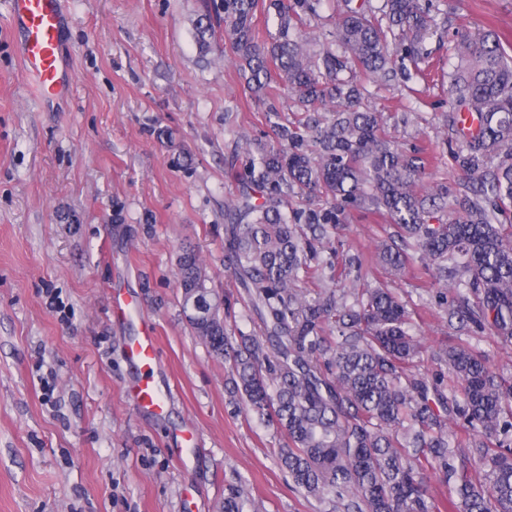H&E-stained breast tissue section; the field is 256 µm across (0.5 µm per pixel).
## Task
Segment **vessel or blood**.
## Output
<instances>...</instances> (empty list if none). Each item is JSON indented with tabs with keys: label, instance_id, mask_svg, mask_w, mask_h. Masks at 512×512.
Wrapping results in <instances>:
<instances>
[{
	"label": "vessel or blood",
	"instance_id": "1",
	"mask_svg": "<svg viewBox=\"0 0 512 512\" xmlns=\"http://www.w3.org/2000/svg\"><path fill=\"white\" fill-rule=\"evenodd\" d=\"M8 25L17 51L37 96L66 98L73 79L72 53L66 42L70 15L65 0H10ZM127 359L138 372L131 395L143 409L163 413L168 393L153 380L157 343L152 328L134 337Z\"/></svg>",
	"mask_w": 512,
	"mask_h": 512
}]
</instances>
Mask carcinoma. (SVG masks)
Masks as SVG:
<instances>
[{"label": "carcinoma", "instance_id": "carcinoma-1", "mask_svg": "<svg viewBox=\"0 0 512 512\" xmlns=\"http://www.w3.org/2000/svg\"><path fill=\"white\" fill-rule=\"evenodd\" d=\"M352 2L344 0L335 30L318 40L302 27L321 0H268L276 32L263 42L259 0H215L199 24L203 50L224 30L245 87L267 101L277 145L246 157L224 225L231 272L261 335L226 332L192 246L178 257L179 287L203 301L207 316L188 325L231 364L246 412L284 432L282 469L328 512H512V381L462 339L432 353L436 372L412 371L423 346L394 289H337L360 281L358 259L328 277L312 266L316 241L346 208H373L396 227L375 247L389 278L402 276L409 249L418 250L434 282L452 293L457 331L487 327L512 344V55L498 35L461 29L447 130L462 143L454 161L464 180L428 186L424 159L402 152L380 114L360 104L365 82L393 73V45L405 77L424 74L418 45L436 33L433 4ZM277 82L305 120L278 122ZM462 111L473 114L474 128L462 127ZM298 196L325 206L288 208ZM302 277L313 287L298 288ZM428 471L443 475L446 501L430 494ZM248 503L233 486L221 512H245Z\"/></svg>", "mask_w": 512, "mask_h": 512}]
</instances>
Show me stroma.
<instances>
[{
    "label": "stroma",
    "mask_w": 512,
    "mask_h": 512,
    "mask_svg": "<svg viewBox=\"0 0 512 512\" xmlns=\"http://www.w3.org/2000/svg\"><path fill=\"white\" fill-rule=\"evenodd\" d=\"M208 0H70L75 86L59 105L30 88L0 0V512H218L232 485L249 512H325L282 472L275 425L249 419L180 310L177 257L194 244L224 296L229 330L254 317L224 254L225 207L243 176L234 155L273 144L265 102L244 89L223 35L200 50ZM440 28L423 45L454 67L462 25L512 43V0H433ZM400 149L419 152L431 182L462 173L444 135L448 83L396 76L369 85ZM374 210L349 212L333 261L363 262L384 283L375 243L392 233ZM434 371L455 342L447 305L420 261L396 280ZM122 293L142 319L117 317ZM156 327V380L175 399L159 416L128 397L125 347ZM193 429L194 458L173 438Z\"/></svg>",
    "instance_id": "obj_1"
}]
</instances>
